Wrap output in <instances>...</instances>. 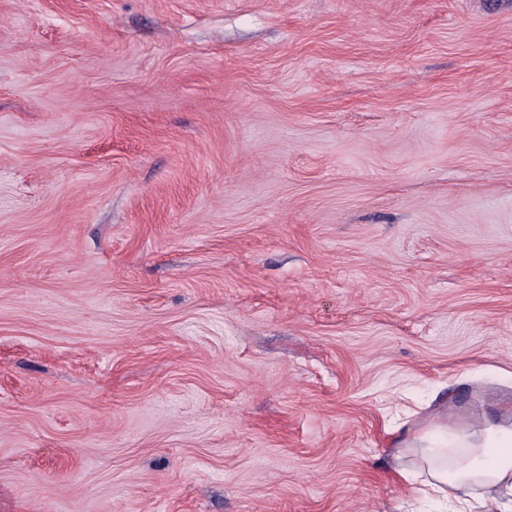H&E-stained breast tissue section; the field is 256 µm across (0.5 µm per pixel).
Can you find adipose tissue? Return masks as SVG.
I'll return each mask as SVG.
<instances>
[{
	"instance_id": "ef3b65f1",
	"label": "adipose tissue",
	"mask_w": 512,
	"mask_h": 512,
	"mask_svg": "<svg viewBox=\"0 0 512 512\" xmlns=\"http://www.w3.org/2000/svg\"><path fill=\"white\" fill-rule=\"evenodd\" d=\"M463 445L465 455L453 460L447 449H429L417 495L446 502L448 512H512V425L489 427Z\"/></svg>"
}]
</instances>
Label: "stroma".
<instances>
[{
  "label": "stroma",
  "instance_id": "stroma-1",
  "mask_svg": "<svg viewBox=\"0 0 512 512\" xmlns=\"http://www.w3.org/2000/svg\"><path fill=\"white\" fill-rule=\"evenodd\" d=\"M512 412V0H0V512H436Z\"/></svg>",
  "mask_w": 512,
  "mask_h": 512
}]
</instances>
